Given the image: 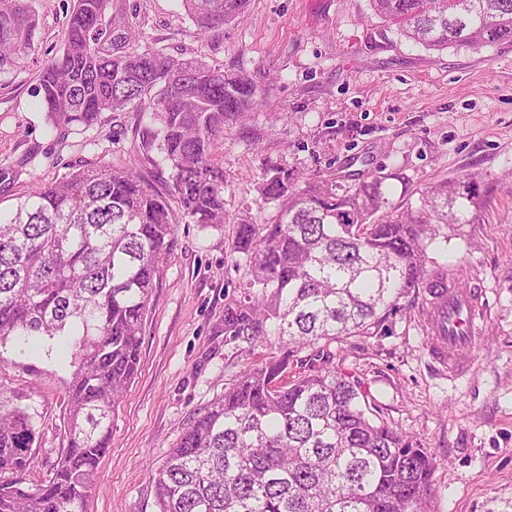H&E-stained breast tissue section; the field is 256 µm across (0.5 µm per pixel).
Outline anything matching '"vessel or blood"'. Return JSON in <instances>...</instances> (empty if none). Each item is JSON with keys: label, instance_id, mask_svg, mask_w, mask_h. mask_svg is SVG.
I'll use <instances>...</instances> for the list:
<instances>
[{"label": "vessel or blood", "instance_id": "b4317fda", "mask_svg": "<svg viewBox=\"0 0 512 512\" xmlns=\"http://www.w3.org/2000/svg\"><path fill=\"white\" fill-rule=\"evenodd\" d=\"M490 310L489 290L483 283L465 284L455 277L427 289L423 328L427 352L449 375L467 367L464 353L475 342Z\"/></svg>", "mask_w": 512, "mask_h": 512}]
</instances>
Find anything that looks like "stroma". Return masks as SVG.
I'll return each mask as SVG.
<instances>
[{
	"mask_svg": "<svg viewBox=\"0 0 512 512\" xmlns=\"http://www.w3.org/2000/svg\"><path fill=\"white\" fill-rule=\"evenodd\" d=\"M68 0H32L40 18L22 68L0 75V167L19 170L18 190L87 167L133 168L157 190L168 171L142 150L151 111L104 113L91 127L52 129L31 95L58 51ZM136 37L161 53L203 58L243 73L283 107L255 109L227 126L218 150L230 214L258 213L264 170L391 174V199L416 202L442 180L469 178L475 221L449 227L434 251L440 270H480L491 310L451 377L431 362L422 295L402 299L387 331L341 338L336 366L370 390L383 418L433 456L430 512H512V43L428 51L375 18L370 0H250L243 19L201 47L181 0H117ZM233 225L180 220L176 245L146 318L140 368L112 424L87 512H155L151 473L182 428L223 393L249 358L224 342V289L242 273L230 253ZM70 371L48 343L0 345V389L37 427L34 471L65 449L63 398Z\"/></svg>",
	"mask_w": 512,
	"mask_h": 512,
	"instance_id": "obj_1",
	"label": "stroma"
}]
</instances>
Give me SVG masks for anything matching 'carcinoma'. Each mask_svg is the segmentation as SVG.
Here are the masks:
<instances>
[{"label":"carcinoma","mask_w":512,"mask_h":512,"mask_svg":"<svg viewBox=\"0 0 512 512\" xmlns=\"http://www.w3.org/2000/svg\"><path fill=\"white\" fill-rule=\"evenodd\" d=\"M62 46L33 88L54 128L104 112L155 110L142 136L169 171L163 192L132 168H83L14 192L0 169V341L36 336L71 348L67 446L33 473V417L0 404V512H86L116 406L138 373L144 324L175 244L177 217L235 224L244 279L224 289V337L254 356L183 428L152 474L156 512H428L432 454L384 420L359 379L318 351L375 336L400 300L432 288L442 229L470 224L471 187L444 180L401 210L389 175L269 168L256 183L264 221L224 209V128L266 104L248 77L142 46L112 0H71ZM201 46L249 0H182ZM374 15L427 50L512 42V0H370ZM38 28L29 0H0V74Z\"/></svg>","instance_id":"carcinoma-1"}]
</instances>
